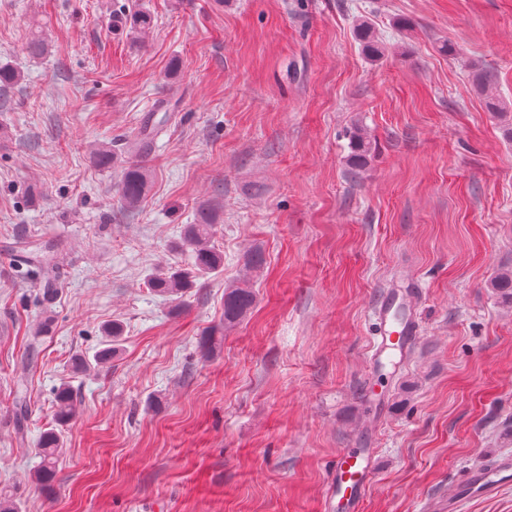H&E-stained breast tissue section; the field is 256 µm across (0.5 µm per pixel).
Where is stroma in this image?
Listing matches in <instances>:
<instances>
[{
    "label": "stroma",
    "instance_id": "1",
    "mask_svg": "<svg viewBox=\"0 0 512 512\" xmlns=\"http://www.w3.org/2000/svg\"><path fill=\"white\" fill-rule=\"evenodd\" d=\"M0 65L21 73L0 86V491L21 512H321L344 448L377 453L363 512H443L512 457V302L490 286L512 272V141L472 81L512 107V0H0ZM101 144L118 165L93 164ZM131 157L150 183L127 210ZM204 206L223 271L156 295ZM54 255L46 301L27 259ZM246 278L255 305L225 328ZM408 282L417 346L371 373L373 308ZM114 323L112 362L72 374ZM63 383L77 416L46 498L31 475Z\"/></svg>",
    "mask_w": 512,
    "mask_h": 512
}]
</instances>
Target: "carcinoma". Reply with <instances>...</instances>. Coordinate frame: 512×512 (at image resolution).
Instances as JSON below:
<instances>
[{"instance_id":"1","label":"carcinoma","mask_w":512,"mask_h":512,"mask_svg":"<svg viewBox=\"0 0 512 512\" xmlns=\"http://www.w3.org/2000/svg\"><path fill=\"white\" fill-rule=\"evenodd\" d=\"M357 36L364 44L365 52L370 57H377L382 53L381 46L374 39L371 26L363 21L357 26ZM485 107L487 111L495 113L505 119L504 134L512 140V121L508 119L507 104L500 101L493 94H485ZM353 165L358 167L366 162L371 146L369 140L361 130L352 134ZM148 187L147 170L137 160L125 162L121 179L117 186L119 201L123 207L134 209L138 207L146 196ZM216 215L212 210L203 208L198 214L195 223L187 225L181 246L190 255L189 268H167L151 273L147 282L149 287L157 294L180 300L186 295L196 280L219 273L224 267V255L211 245L216 232ZM255 303V292L252 284L244 281L224 292V328L236 325L252 309ZM121 330L114 326L110 328L101 347L88 359L76 355L71 360V367L75 372H83L91 364L103 366L112 361L116 355ZM55 426L44 431L39 448L36 449L40 459L37 469L33 472L32 481L46 496L55 494L56 466L62 452L63 441L58 428L66 426L75 415V397L68 385H62L55 392Z\"/></svg>"}]
</instances>
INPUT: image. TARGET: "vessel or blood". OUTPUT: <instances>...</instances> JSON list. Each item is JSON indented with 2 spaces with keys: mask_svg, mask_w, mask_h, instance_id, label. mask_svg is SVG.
Instances as JSON below:
<instances>
[{
  "mask_svg": "<svg viewBox=\"0 0 512 512\" xmlns=\"http://www.w3.org/2000/svg\"><path fill=\"white\" fill-rule=\"evenodd\" d=\"M399 298L384 293L374 314L375 329L371 344L369 366L382 369L393 354L410 352L418 340L419 327L415 318L395 322L391 316ZM376 469L375 451L371 448H345L333 462V479L324 499L323 512H362L365 494ZM512 484V457L494 459L471 469L462 482L458 495L449 500L448 512H462V504L469 498L490 499L503 487Z\"/></svg>",
  "mask_w": 512,
  "mask_h": 512,
  "instance_id": "1",
  "label": "vessel or blood"
}]
</instances>
